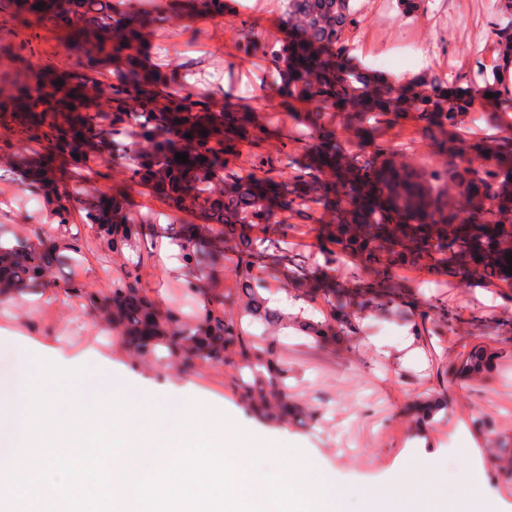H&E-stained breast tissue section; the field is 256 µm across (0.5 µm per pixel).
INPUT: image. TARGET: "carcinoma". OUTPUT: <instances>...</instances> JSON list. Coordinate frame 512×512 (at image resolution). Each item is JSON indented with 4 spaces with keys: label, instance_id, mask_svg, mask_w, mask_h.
<instances>
[{
    "label": "carcinoma",
    "instance_id": "carcinoma-1",
    "mask_svg": "<svg viewBox=\"0 0 512 512\" xmlns=\"http://www.w3.org/2000/svg\"><path fill=\"white\" fill-rule=\"evenodd\" d=\"M137 2L0 0L3 15L33 18L65 31L67 50L81 60L76 71L34 63L22 41L7 54L0 51V83L9 84L0 95V127L8 132L9 145L31 156L26 186L52 200L57 224L71 223L78 206L112 250L151 227L129 217L118 193L95 187L76 192L73 182L106 153L123 165L131 181L148 187L172 210L199 214L202 223L190 237L182 224L168 227L191 272H214L221 253L234 252L233 272L242 288L233 297L213 300L192 328L145 295L135 268L112 281L103 299L88 296L134 359L162 345L176 369L223 364L239 375L246 372L251 380H240L238 398L252 415L280 424L302 414L315 423L318 410L288 403V366L274 340L246 333L244 318L267 329L291 318L319 347L345 340L365 314L429 325L441 336L452 321L448 309L436 299L421 300V288L395 281V270L425 273L422 285L436 284L441 276L460 282L512 281V138L494 152L480 141L463 146L454 130L461 114L473 108L472 100L448 99L435 77L391 88L350 67L344 58L345 33L358 23L351 0H287L282 11L286 36L277 47L262 42L252 28H242L238 49L266 60L275 76L278 105L308 107L311 143L286 182L277 180L288 146L278 129L259 126L245 107L194 91L183 66L160 72L147 62L149 27L180 18H222L227 0H167L160 14L140 11ZM107 68L113 79L95 77ZM328 110L344 113L349 121L372 119L390 128L413 122L433 137L444 161L418 171L399 165L378 146L347 152L327 125ZM132 130L136 135L129 145L125 138ZM244 150L250 156L246 172L233 166ZM178 153L188 154V162L176 160ZM54 155L67 159L73 173L51 177L45 161ZM450 182L461 193L458 203L448 199ZM318 201L331 213L329 223L312 227L322 259L317 268L321 288L307 280L288 252L292 225L274 223L280 210L294 204L305 224L310 205ZM216 224L224 225L223 243L209 252L197 250L196 240L213 235ZM265 226L277 238L254 233ZM70 252H80L76 237H69L65 248L21 240L9 249L0 245V293L41 286L48 269ZM344 256L356 259L349 287L337 286L332 275ZM269 281L321 301L330 313L318 321L288 316L260 294ZM498 359L499 351L476 345L455 373L465 379L487 374Z\"/></svg>",
    "mask_w": 512,
    "mask_h": 512
}]
</instances>
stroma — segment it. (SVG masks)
Returning a JSON list of instances; mask_svg holds the SVG:
<instances>
[{
  "label": "stroma",
  "mask_w": 512,
  "mask_h": 512,
  "mask_svg": "<svg viewBox=\"0 0 512 512\" xmlns=\"http://www.w3.org/2000/svg\"><path fill=\"white\" fill-rule=\"evenodd\" d=\"M370 3L371 10L360 14L347 37L350 50L367 57L370 71H378V59L398 54L405 41L427 44L430 72L451 90L483 89L486 77L497 70V0H419L415 12L408 15L401 14L397 0ZM246 22L259 36L275 41L283 37L281 14L270 9L269 0H235L223 18L185 19L169 29L200 47L190 64L193 73L202 77L196 90L241 104L257 112L263 123L294 136L288 160L296 162L306 147L304 127L295 113L271 102L265 60L238 55L237 40ZM19 37L29 41L37 58L64 69L78 68L77 56L64 47L63 32L31 22L23 24ZM369 134L375 144L390 148L396 160L410 168L419 170L439 159L414 124L392 129L376 126ZM455 135L464 144L496 143L511 136L512 102L500 96L480 98ZM99 165L93 186L124 189L129 213L136 218L157 215V232L115 253L103 246L96 229L83 223L81 214H74L67 230L83 247L74 260L54 268L50 285L55 296L0 311V336L48 333L65 355H111L113 386H124L127 374L133 372L142 387L159 385L171 400L193 397L211 404L266 441L287 433L289 442L307 449L313 466L331 471L347 486L382 482L394 468L429 457L440 466L443 494L453 496L456 469L482 459L489 493L506 512H512V479L498 471L494 459L499 443H512V299L504 289L480 279L466 284L447 279L439 287L425 289V296L437 298L455 317L441 338L417 335L412 324L396 318L367 316L345 343L325 351L295 329L282 330L278 354L290 369L288 394L300 405L318 408L321 419L312 424L294 421L284 427L269 424L242 407L234 370L221 365L189 372L169 369L161 347L154 356L134 363L102 313L90 307L88 295L105 296L113 278L131 264L139 270L144 292L160 309L178 311L189 325L201 313L198 293L184 286L179 250L165 233L167 204L147 187L129 182L123 167L110 156H102ZM22 171L18 153L0 141V184L17 194L12 204L0 205V235L49 243L59 229L50 222L47 203L30 205L31 192L22 184ZM478 344L500 351L497 365L476 379H455L454 368ZM443 388L448 391L447 402L429 422L419 420L415 404L434 398ZM477 417L486 420V429L473 427Z\"/></svg>",
  "instance_id": "obj_1"
}]
</instances>
